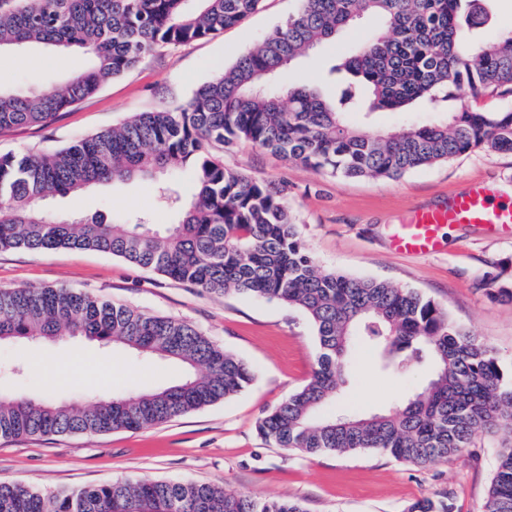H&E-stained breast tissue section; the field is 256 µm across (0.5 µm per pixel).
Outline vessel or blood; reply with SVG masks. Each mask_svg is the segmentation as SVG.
Listing matches in <instances>:
<instances>
[{
	"label": "vessel or blood",
	"mask_w": 512,
	"mask_h": 512,
	"mask_svg": "<svg viewBox=\"0 0 512 512\" xmlns=\"http://www.w3.org/2000/svg\"><path fill=\"white\" fill-rule=\"evenodd\" d=\"M476 224L491 230L512 224V203L499 199L481 182L449 196L447 203L411 211L406 223L398 225L391 245L407 254H436L443 250L444 226Z\"/></svg>",
	"instance_id": "obj_1"
}]
</instances>
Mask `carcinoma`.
I'll list each match as a JSON object with an SVG mask.
<instances>
[{
  "mask_svg": "<svg viewBox=\"0 0 512 512\" xmlns=\"http://www.w3.org/2000/svg\"><path fill=\"white\" fill-rule=\"evenodd\" d=\"M261 0H0V49L43 44L78 50L86 70L45 91L0 88V133L46 123L95 94L159 47L187 45L242 23ZM298 11L200 84L172 110L141 112L47 152L0 155V251L95 250L210 295L234 293L301 309L319 346L311 380L259 423L262 437L304 455L377 451L414 466L446 461L481 432L512 433V377L493 349L419 292L377 279L322 273L279 188L224 167L214 144L248 142L331 176L397 181L476 150L512 152V110L478 111L480 96H512V31L473 34L484 0H299ZM361 16L383 32L328 66L339 96L300 81L271 86L296 59ZM415 103L441 118L367 134L352 112H400ZM191 171L186 199L173 176ZM152 180L175 222L150 216L70 220L40 203L92 185ZM124 228H118L117 222ZM81 336L183 370L176 383L84 404L0 395V438L137 431L226 401L250 368L188 321L116 305L66 287L1 288L0 343ZM377 347L384 368L428 358L427 387L369 417L321 409L345 383L352 338ZM0 512H307L199 482L116 481L42 492L0 480ZM410 512H452L448 499ZM486 512H512V445L496 452Z\"/></svg>",
  "mask_w": 512,
  "mask_h": 512,
  "instance_id": "carcinoma-1",
  "label": "carcinoma"
}]
</instances>
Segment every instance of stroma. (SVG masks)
<instances>
[{
  "instance_id": "35a3bbf8",
  "label": "stroma",
  "mask_w": 512,
  "mask_h": 512,
  "mask_svg": "<svg viewBox=\"0 0 512 512\" xmlns=\"http://www.w3.org/2000/svg\"><path fill=\"white\" fill-rule=\"evenodd\" d=\"M297 0H262L245 23L184 47H161L104 84L92 97L59 112L44 127L0 134V154L52 150L119 125L130 116L173 108L240 53L295 12ZM366 18L293 66V79L321 86L328 61L349 52L377 28ZM88 64L80 53L39 47L0 52V86L26 91L62 85ZM227 168L283 189L303 244L318 269L385 280L434 301L457 323L492 346L505 375H512V234L471 225L448 228L444 251L408 255L390 245L391 227L418 207L447 201L472 181L512 190V153L474 151L412 171L397 181L336 178L240 142L224 147ZM59 217L150 214L171 220L156 206L151 185L128 181L94 186L46 201ZM65 286L116 304L186 320L242 359L254 381L233 399L191 411L138 431L0 438V479L46 492L120 480L197 481L229 492L304 502L308 512H408L422 499L448 494L453 512H484L502 435H479L446 462L416 467L393 457L358 451L303 456L265 441L260 420L305 385L316 367L312 325L298 308L236 294L209 295L98 251H0V288ZM28 360L26 375L11 371ZM346 381L329 412L367 415L423 389L427 364L395 373L379 366V352L358 341ZM178 373L163 363L80 338L36 345H0V394L56 397L80 402L155 388Z\"/></svg>"
}]
</instances>
